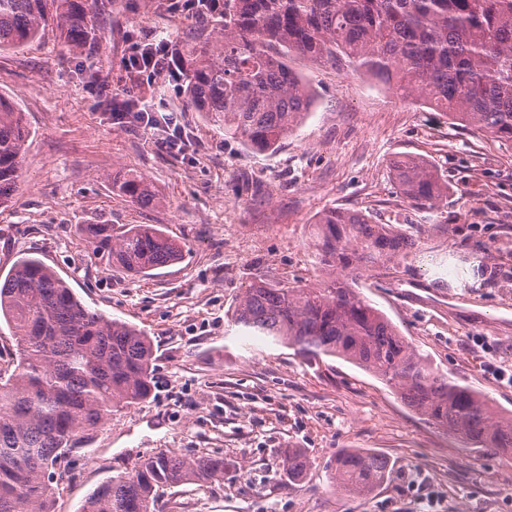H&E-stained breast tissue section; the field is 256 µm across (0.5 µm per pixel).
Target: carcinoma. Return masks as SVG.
Instances as JSON below:
<instances>
[{
  "instance_id": "1",
  "label": "carcinoma",
  "mask_w": 512,
  "mask_h": 512,
  "mask_svg": "<svg viewBox=\"0 0 512 512\" xmlns=\"http://www.w3.org/2000/svg\"><path fill=\"white\" fill-rule=\"evenodd\" d=\"M98 0H0V52L42 39L52 26L74 52L96 41ZM220 12L213 40L183 52V94L224 134L262 152L301 124L313 105L294 59L396 76L399 87L454 123L512 146V0H206ZM29 136L23 112L0 95V206L22 177ZM393 178L415 207L430 209L445 181L426 162L404 156ZM112 185L142 206L160 198L137 171ZM92 254L133 274L181 258L183 245L157 224H78ZM413 240L360 210L330 208L316 219L311 248L332 277L320 287L255 278L231 323L270 336L309 360L339 357L394 388L429 423L476 448H512V414L498 416L477 391L432 367L391 320L352 287L349 274L389 262ZM0 319L19 361L0 373V512H51L61 461L116 408L145 401L153 388V350L144 331L85 305L42 259L19 258L0 282ZM310 466L288 451V478ZM371 452L336 456V485L368 494L388 475ZM224 478V457L159 453L98 486L81 512H152L156 492Z\"/></svg>"
}]
</instances>
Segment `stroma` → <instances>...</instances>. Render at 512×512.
I'll use <instances>...</instances> for the list:
<instances>
[{"mask_svg":"<svg viewBox=\"0 0 512 512\" xmlns=\"http://www.w3.org/2000/svg\"><path fill=\"white\" fill-rule=\"evenodd\" d=\"M94 48L71 52L46 29L41 41L0 53V95L17 104L30 135L22 181L0 207V278L32 253L91 309L149 336L155 387L113 412L69 458L52 512H81L102 483L141 457L223 456V479L158 491L155 512H512V450L475 449L427 423L393 389L340 358L313 362L228 317L244 285L317 284L328 269L309 248L317 215L362 210L374 223L412 228L415 244L355 288L428 362L512 413V148L450 123L394 80L293 66L316 101L276 149L257 153L186 107L182 81L165 75L132 91L125 60L152 38L171 51L207 41L214 20L175 0H101ZM132 98L176 113L188 143L162 130L113 124L109 102ZM424 158L448 184L435 209L399 193L389 161ZM140 171L161 199L142 207L112 186ZM79 224H159L185 243L174 265L131 274L92 255ZM310 467L288 480L284 451ZM385 457L389 478L367 495L334 479L336 455Z\"/></svg>","mask_w":512,"mask_h":512,"instance_id":"obj_1","label":"stroma"}]
</instances>
